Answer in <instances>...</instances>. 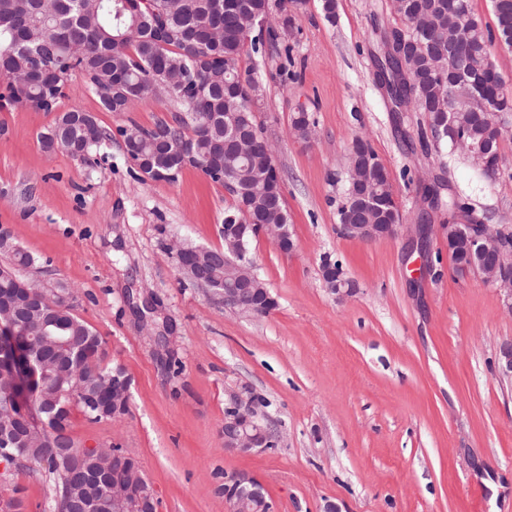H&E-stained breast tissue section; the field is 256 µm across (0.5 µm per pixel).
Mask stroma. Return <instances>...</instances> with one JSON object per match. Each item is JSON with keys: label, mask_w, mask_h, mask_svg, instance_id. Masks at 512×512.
<instances>
[{"label": "stroma", "mask_w": 512, "mask_h": 512, "mask_svg": "<svg viewBox=\"0 0 512 512\" xmlns=\"http://www.w3.org/2000/svg\"><path fill=\"white\" fill-rule=\"evenodd\" d=\"M389 0H308L278 29L291 53L244 57L261 91L254 110L274 148L296 248L256 237L251 259L277 301L264 316L227 309L181 271L170 245H224L221 184L185 167L155 181L127 157L122 127L172 120L167 99L105 111L73 73L56 112L79 106L112 131L92 162L42 148L56 112L0 111V227L31 253L26 280H61L77 314L131 381L129 412L93 424L72 409L80 446L133 453L161 512H225V477L264 488L275 512H512V381L496 370L512 316L476 275L456 274L446 242L410 250L400 234L361 242L339 231L337 203L355 138L369 142L393 186L401 221L417 223L423 188L441 177L487 223L512 228V133L488 180L457 150L423 149L419 112H391L375 82L383 30L400 25ZM317 120L297 138L299 110ZM341 262L356 292L325 287L323 257ZM257 394L277 447H224L230 395ZM27 512H52L46 465L15 470Z\"/></svg>", "instance_id": "obj_1"}]
</instances>
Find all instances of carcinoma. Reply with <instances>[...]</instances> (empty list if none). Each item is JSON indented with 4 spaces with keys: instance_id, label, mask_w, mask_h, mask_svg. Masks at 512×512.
<instances>
[{
    "instance_id": "carcinoma-1",
    "label": "carcinoma",
    "mask_w": 512,
    "mask_h": 512,
    "mask_svg": "<svg viewBox=\"0 0 512 512\" xmlns=\"http://www.w3.org/2000/svg\"><path fill=\"white\" fill-rule=\"evenodd\" d=\"M239 10L254 19L250 33L242 32L241 18L226 11V0H56L51 14L44 12L41 0H0V77L6 80V93H0V110L26 105L52 111L66 96L68 77L78 71L96 89L98 76L108 72L122 77L112 96H98L108 112H126L151 95H163L176 115L171 123L160 121L147 129L136 124L134 138L120 129L124 150L136 163L148 160L143 172L154 180L173 181L191 165L213 182L224 186L234 204L224 210V224L240 229L232 244L236 258L251 262L250 245L256 237L253 225L263 223L280 208L278 221L288 223L283 200L272 203L269 182L272 175L264 155H245L234 141L248 130L267 147L254 113L259 82L251 68H242L245 48L259 53L265 44L276 47L273 10H278L286 28L305 0H237ZM497 30L474 15L469 0H404L396 11L404 26L394 28L405 41L404 59L385 54L378 60V71L387 83L393 106L409 99L415 111L424 114L418 128L419 141L432 144L443 156L448 147L465 150L481 142L494 143L489 171L493 181L501 174L504 159L500 142L507 130L496 114L512 112V91L491 61V47L498 38L512 47V0H493ZM461 34L457 55L459 71L441 77L437 66L452 67L448 53V29ZM472 100L481 118L470 124L448 127V113L456 98ZM307 112L295 113L292 127L300 138H307L315 127ZM81 144L87 155L112 140V132L99 125L94 116L74 106L59 113L42 133L44 147L52 148L54 138ZM368 152L371 171L366 182L373 194L381 224L400 222V211L393 186L383 176L372 148L358 138ZM442 183L424 187L437 197V205L468 214L472 224L485 218L457 195L441 194ZM339 223L354 224L358 210L345 191L338 204ZM8 264L0 267V295H12L17 268L32 266L33 255L19 245L0 252ZM209 279L224 281V250L211 249L203 264ZM58 326L54 335L62 344L56 349L57 364L43 354L44 345L36 323L15 335L0 333V432L22 437L17 444L0 439V463H5L3 490L9 488L12 469L22 463H42L55 449L67 453L48 466L55 475V493L61 495L64 512H112V486L96 480L98 471L112 464L120 446L109 444L93 452L79 446L70 433V408L79 406L92 422L112 421L128 409L112 413V395L103 394V380L129 381L123 368L105 363L104 340L75 311V305L61 298L52 300Z\"/></svg>"
}]
</instances>
